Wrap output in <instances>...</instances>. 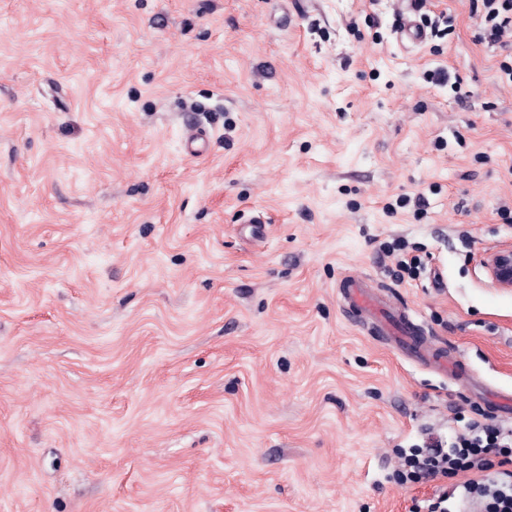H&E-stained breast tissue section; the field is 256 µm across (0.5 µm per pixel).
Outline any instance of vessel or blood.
Segmentation results:
<instances>
[{"instance_id": "b4317fda", "label": "vessel or blood", "mask_w": 512, "mask_h": 512, "mask_svg": "<svg viewBox=\"0 0 512 512\" xmlns=\"http://www.w3.org/2000/svg\"><path fill=\"white\" fill-rule=\"evenodd\" d=\"M339 293L346 312L366 325L370 335L382 337L403 358L431 368L456 384L474 380L470 364L461 355L437 347L422 333L408 308H389L386 295L368 279L347 277L341 282Z\"/></svg>"}]
</instances>
